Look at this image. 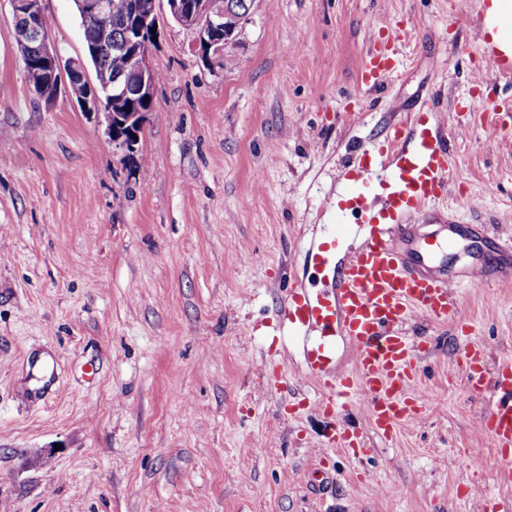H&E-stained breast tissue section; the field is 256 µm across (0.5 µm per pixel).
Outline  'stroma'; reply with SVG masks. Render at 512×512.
Masks as SVG:
<instances>
[{
	"label": "stroma",
	"mask_w": 512,
	"mask_h": 512,
	"mask_svg": "<svg viewBox=\"0 0 512 512\" xmlns=\"http://www.w3.org/2000/svg\"><path fill=\"white\" fill-rule=\"evenodd\" d=\"M42 7L60 55L84 57L74 0ZM480 9L255 0L240 35L204 59L157 0V110L130 154L66 93H31L0 0V512H512L481 428L494 396L453 372L461 323L490 366L512 363V271L462 287L448 321L408 323L429 343L415 384L428 407L388 438L349 409L343 424L372 449L360 461L324 448L304 375L316 334L278 317L332 222L324 203L342 196L351 150L426 100L449 189L471 202L460 218L486 228L448 255L449 277L512 237V112L493 128L467 109L471 95L508 94L488 78ZM382 26L411 39L388 87L365 91L358 70ZM464 451L480 467L462 471ZM322 453L332 477L317 488Z\"/></svg>",
	"instance_id": "35a3bbf8"
}]
</instances>
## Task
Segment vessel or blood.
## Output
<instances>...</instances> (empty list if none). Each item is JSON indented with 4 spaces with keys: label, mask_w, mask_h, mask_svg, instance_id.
<instances>
[{
    "label": "vessel or blood",
    "mask_w": 512,
    "mask_h": 512,
    "mask_svg": "<svg viewBox=\"0 0 512 512\" xmlns=\"http://www.w3.org/2000/svg\"><path fill=\"white\" fill-rule=\"evenodd\" d=\"M403 45L396 36L391 45L375 46L360 68V87L382 88L400 66ZM436 115L432 107L417 110L408 125L393 126L376 145L375 159L363 153L351 159L347 197L337 208L351 210L354 220L334 224L305 257L308 268L328 274V284L313 291L294 282L280 309L289 328L318 333L304 351V373L321 390L319 410L338 416L361 407L385 436L424 409L414 380L427 347L408 336L406 324L418 311L447 320L457 305L458 282L443 267L459 242L456 229L423 230L432 206L448 196V145ZM349 237L358 238L359 246L346 262L336 263L337 245ZM340 336L354 348L347 370L335 365ZM458 341L456 362L469 388L496 395L481 426L502 457L512 456V364L489 368L468 334ZM325 439L359 460L370 453L360 434L339 423L329 426Z\"/></svg>",
    "instance_id": "obj_1"
}]
</instances>
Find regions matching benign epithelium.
I'll return each instance as SVG.
<instances>
[{"instance_id": "1", "label": "benign epithelium", "mask_w": 512, "mask_h": 512, "mask_svg": "<svg viewBox=\"0 0 512 512\" xmlns=\"http://www.w3.org/2000/svg\"><path fill=\"white\" fill-rule=\"evenodd\" d=\"M12 19L24 31L21 43L35 47L38 55L29 61V86L39 90L52 87L65 89L69 96L81 103L90 118L104 116L106 132L116 145L128 149L144 131L146 113L130 106L135 97L155 100L156 69L150 61L149 37L151 28L159 27L156 0H135L131 4L127 29L114 48L123 55L126 67L121 73H104L96 82L85 80V64L81 59H65L53 49L42 0H11ZM82 17L95 21L106 31V23L114 3L111 0H77ZM170 16L179 24L195 32V49L208 57L223 51L224 45L234 40L251 13L252 5L241 12L230 0H168Z\"/></svg>"}]
</instances>
